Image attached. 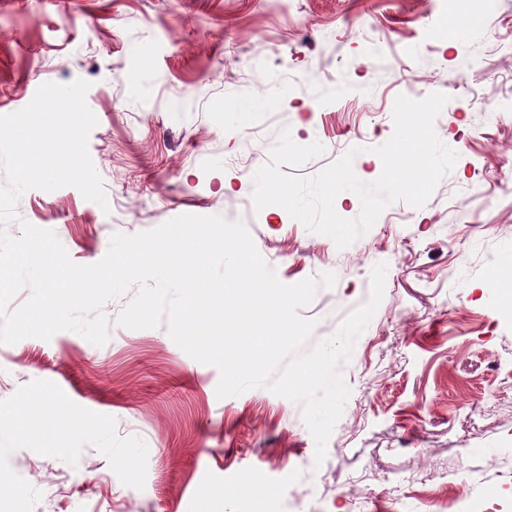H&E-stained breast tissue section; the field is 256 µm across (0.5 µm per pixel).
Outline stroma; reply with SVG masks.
I'll return each instance as SVG.
<instances>
[{
	"instance_id": "1",
	"label": "stroma",
	"mask_w": 512,
	"mask_h": 512,
	"mask_svg": "<svg viewBox=\"0 0 512 512\" xmlns=\"http://www.w3.org/2000/svg\"><path fill=\"white\" fill-rule=\"evenodd\" d=\"M459 0H0V115L44 83L89 81V153L107 207L71 186L26 191L16 213L54 231L71 259L101 260L114 233L177 216L241 221L278 278L331 272L299 314L331 339L370 295L383 300L341 372L350 396L315 465L298 404L266 388L224 399L217 368L166 327L116 322L101 346L72 331L0 344V409L27 399L72 422L16 438L0 426V512H442L464 492L512 512V291L482 288L512 266V0H482L468 32ZM449 97L435 121L457 155L422 207L399 201L338 249L281 206L255 209L253 175L282 129L325 152L311 176L394 132L392 99Z\"/></svg>"
}]
</instances>
